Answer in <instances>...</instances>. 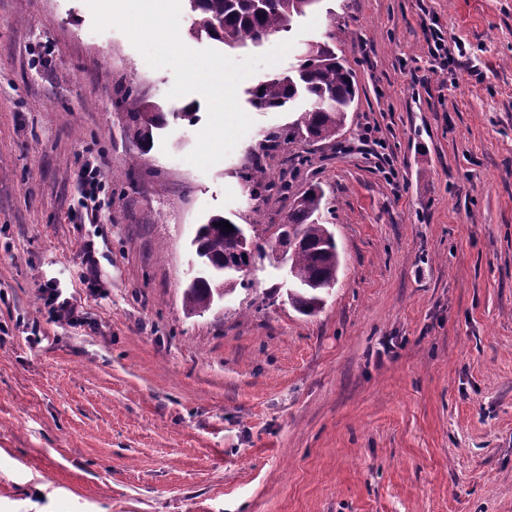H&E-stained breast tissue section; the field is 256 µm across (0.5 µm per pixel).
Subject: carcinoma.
I'll list each match as a JSON object with an SVG mask.
<instances>
[{"label": "carcinoma", "instance_id": "1", "mask_svg": "<svg viewBox=\"0 0 512 512\" xmlns=\"http://www.w3.org/2000/svg\"><path fill=\"white\" fill-rule=\"evenodd\" d=\"M191 18V36L206 37L229 48L257 44L271 35L289 32L294 17L302 16L319 0H187ZM346 24L329 15L322 40L303 44L298 65L270 74L248 91L257 109H281L303 98L306 106L287 126L266 135L265 142L275 148L295 141L330 142L342 129L357 96L353 74L336 54V42L344 35ZM129 119V131L143 147L151 149L154 132L168 124V113L128 90L122 100ZM252 199L278 196L288 198L286 176H270L260 166L242 173ZM326 193L316 182L294 198L274 236L288 244V270L296 284L288 302L300 313L311 315L321 309L322 293L337 281L339 255L324 219ZM223 216H213L200 225L193 240L199 259L196 281L184 292L188 313L210 310L217 300L236 289L234 275L224 272L225 258L234 248L235 230L226 231Z\"/></svg>", "mask_w": 512, "mask_h": 512}]
</instances>
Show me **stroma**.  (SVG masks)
<instances>
[{
	"label": "stroma",
	"mask_w": 512,
	"mask_h": 512,
	"mask_svg": "<svg viewBox=\"0 0 512 512\" xmlns=\"http://www.w3.org/2000/svg\"><path fill=\"white\" fill-rule=\"evenodd\" d=\"M331 13L359 89L336 142L264 149L294 115L249 104L262 68L237 89L252 126L203 171L205 99L149 153L126 128L127 89L185 106L170 69L93 31L84 0H0V512H512V0H317L230 56L321 40ZM425 17L470 54L458 86L423 69ZM255 164L322 184L338 281L305 315L259 256L188 313L197 226L267 238L288 208L250 199ZM105 176L98 164L86 163L77 175V187L80 190V203L85 209L86 216L89 215V223L94 222L97 212L104 205V199L100 196L105 190ZM45 304L49 306L51 315L57 322L74 324L77 322V306L73 302L72 296H63V292L58 288L46 290Z\"/></svg>",
	"instance_id": "obj_1"
}]
</instances>
